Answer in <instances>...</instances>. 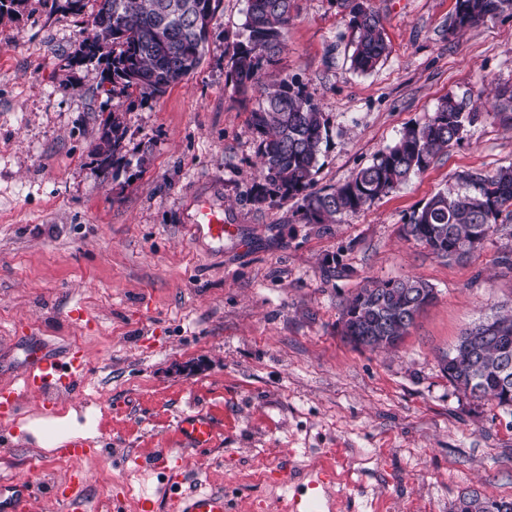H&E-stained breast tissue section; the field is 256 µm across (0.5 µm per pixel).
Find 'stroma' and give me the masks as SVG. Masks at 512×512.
Listing matches in <instances>:
<instances>
[{"label": "stroma", "instance_id": "35a3bbf8", "mask_svg": "<svg viewBox=\"0 0 512 512\" xmlns=\"http://www.w3.org/2000/svg\"><path fill=\"white\" fill-rule=\"evenodd\" d=\"M386 58L350 66L355 33L335 0H298L274 70L323 112L317 188L343 184L439 100L469 95L482 115L406 185L334 224H305L296 200L251 193L257 97L226 87L246 0H220L199 67L160 96L107 95L105 62L68 67L90 17L23 0L0 21V384L38 336L92 363L82 392L21 394L0 436V479L51 454L46 428L97 441L86 496L114 512L180 492L220 491L236 512H453L462 491L512 499V407L456 390L442 358L467 328L512 309V212L464 260L435 257L402 226L459 174L512 166V122L492 116L512 86V18L453 26L457 0H369ZM125 129L102 170L91 150L108 113ZM224 236L196 233L201 207ZM416 278L434 301L391 353L342 334L367 281ZM80 308L89 326L77 324ZM208 413L213 445L187 449L180 417ZM326 484H317L319 475Z\"/></svg>", "mask_w": 512, "mask_h": 512}]
</instances>
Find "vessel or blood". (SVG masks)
I'll list each match as a JSON object with an SVG mask.
<instances>
[{
	"instance_id": "b4317fda",
	"label": "vessel or blood",
	"mask_w": 512,
	"mask_h": 512,
	"mask_svg": "<svg viewBox=\"0 0 512 512\" xmlns=\"http://www.w3.org/2000/svg\"><path fill=\"white\" fill-rule=\"evenodd\" d=\"M27 371L19 387L0 388V416L11 418L17 412L16 396L19 391L36 388L54 392L60 389L76 390L85 386L88 374V359L80 348L72 347L65 359H57L42 341H35L27 351ZM177 430L182 439L195 448L209 447L216 433L214 422L205 414L184 415ZM60 453L77 463L68 479L53 485L52 498L60 503L65 512H89L86 497L88 472L87 461L97 454L96 443L91 439L75 438L59 446ZM38 494L36 482L28 477H16L0 482V512H30ZM172 512H232L231 504L223 493L216 491H193L174 496Z\"/></svg>"
}]
</instances>
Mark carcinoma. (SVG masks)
Listing matches in <instances>:
<instances>
[{"mask_svg":"<svg viewBox=\"0 0 512 512\" xmlns=\"http://www.w3.org/2000/svg\"><path fill=\"white\" fill-rule=\"evenodd\" d=\"M51 10L72 15L92 7L96 28L75 51L76 62L107 58L106 93L138 89L163 94L197 68L204 56L216 0H44ZM244 35L235 43L227 74L232 91L245 95L258 89L251 128L258 138L261 159L252 201L272 206L296 199L306 224H334L337 217L357 213L412 177L462 139L466 125L481 116L478 106L463 95L449 94L422 125L407 127L395 143L379 151L372 162L342 185L314 189V175L326 120L304 87L268 69L286 45L288 26L297 0H247ZM341 0L355 31L351 66L373 70L387 52L379 14L362 0ZM512 17V0H457L454 26L464 29L489 17ZM124 128L109 113L92 155L107 162L120 150ZM458 188L436 192L403 225L413 239L443 259H462L483 245L497 228L503 210L512 206V167L493 173L460 176ZM434 300L432 288L417 279L371 280L348 301L342 313V334L373 336L372 350L395 349L408 334L405 318ZM479 343L467 347L458 339L443 359L442 371L457 389L476 400L512 406V314L499 315L480 326ZM484 503L491 512H512V500L487 498L476 490L462 493L455 512H470L461 504Z\"/></svg>","mask_w":512,"mask_h":512,"instance_id":"obj_1","label":"carcinoma"}]
</instances>
